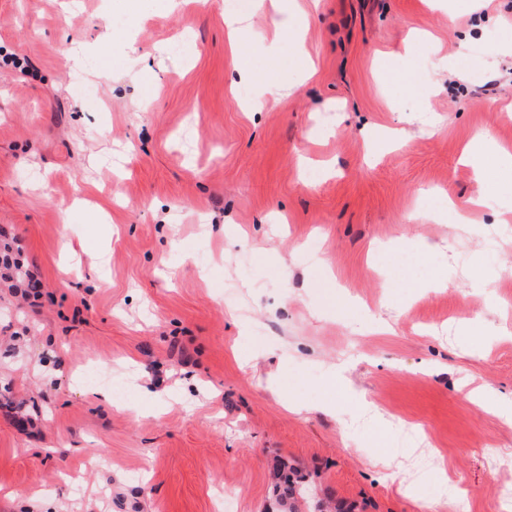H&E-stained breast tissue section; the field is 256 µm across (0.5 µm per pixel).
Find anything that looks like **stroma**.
<instances>
[{"label":"stroma","mask_w":512,"mask_h":512,"mask_svg":"<svg viewBox=\"0 0 512 512\" xmlns=\"http://www.w3.org/2000/svg\"><path fill=\"white\" fill-rule=\"evenodd\" d=\"M297 4L303 58L224 0H0V226L43 293L0 283V512H274L283 462L355 512L512 502V169L459 162L512 151V0ZM422 188L486 204L421 222ZM488 154H495L499 163L507 168H512V156L499 151L494 143L485 134H477L471 141L469 150L464 158L477 179L483 176V162Z\"/></svg>","instance_id":"stroma-1"}]
</instances>
